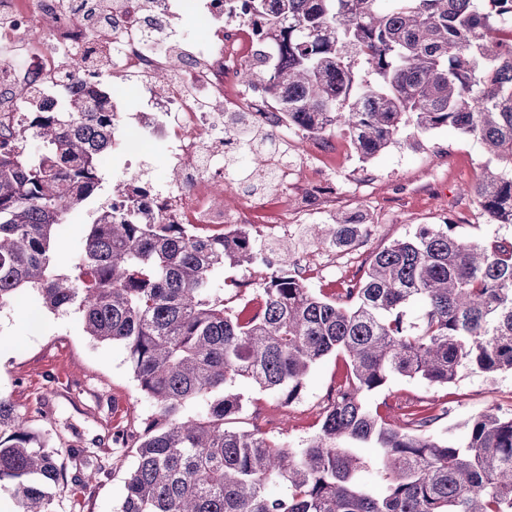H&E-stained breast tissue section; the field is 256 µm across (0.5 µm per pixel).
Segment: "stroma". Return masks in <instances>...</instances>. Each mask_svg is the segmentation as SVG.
<instances>
[{
    "instance_id": "35a3bbf8",
    "label": "stroma",
    "mask_w": 512,
    "mask_h": 512,
    "mask_svg": "<svg viewBox=\"0 0 512 512\" xmlns=\"http://www.w3.org/2000/svg\"><path fill=\"white\" fill-rule=\"evenodd\" d=\"M331 138L336 144L327 170V182L336 192L332 206L303 190L311 139L302 133L288 135L281 142L297 165L287 187L268 183L246 159L224 163L225 210H236L247 199L265 201V209L254 216L258 224L267 223L270 211L283 202L299 212V223L284 232L269 230L268 235L281 240L293 258L313 260L315 275L305 285L314 293L328 295L341 282L359 278L375 253L405 238L419 224L447 221L459 225L466 237L512 236V224L488 222L465 192L488 162L484 147L472 137L443 128L425 134L420 147L393 146L367 163L348 150L346 133L336 131ZM134 171L153 187L167 185L164 143L144 145L137 166L131 165L127 155L111 154L99 171L98 197L56 231L54 267L58 273L70 272L100 204L111 199L120 178ZM355 209L364 211L374 226L367 242L327 253L303 241V226L323 224L331 215ZM343 371L342 357H324L310 370L300 395L289 403L238 383L245 404L231 425L265 433L291 448L301 447L318 433L327 395ZM0 393L26 410L33 428H54L60 447L79 441L95 448L109 471L101 482L89 486L67 482L55 493L56 512H116L134 459L130 449H114L112 435L137 425L152 412L133 377L126 348L94 344L77 313L40 311L36 293L25 292L0 310ZM364 402L372 409L389 403L395 423L413 406L445 408L448 414L437 431L458 442L472 416L489 408L512 415V372L490 378L468 369L445 386L395 379L381 391L366 395Z\"/></svg>"
}]
</instances>
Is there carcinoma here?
Returning <instances> with one entry per match:
<instances>
[{"label": "carcinoma", "mask_w": 512, "mask_h": 512, "mask_svg": "<svg viewBox=\"0 0 512 512\" xmlns=\"http://www.w3.org/2000/svg\"><path fill=\"white\" fill-rule=\"evenodd\" d=\"M232 6L258 42L241 81L261 83L288 126L313 138L340 126L363 162L413 146L407 127H452L495 163L468 194L491 223L512 224V0ZM356 63L372 78H359ZM116 123L112 96L99 87L66 112L39 101L22 124L0 127V309L32 291L42 309H73L87 335L128 350L153 413L118 444L135 458L119 512H512V416L478 414L455 445L433 432L444 411L410 410L394 426L363 401L393 377L434 386L468 368L490 378L512 371V237L419 224L328 297L273 272L230 306L214 282L227 262L262 259L250 229L210 239L109 203L71 272L59 274L56 227L94 198ZM224 123L247 160L275 178L273 161L288 152L243 110L224 113ZM32 135L42 145L33 157ZM306 235L337 252L355 247L370 237L367 214L341 212ZM332 354L346 371L303 447L227 427L243 408L238 381L290 402ZM364 445L375 458L356 452ZM69 471L85 484L108 474L92 449L54 446L0 394V490L14 512H54L50 489ZM273 485L284 491L270 494Z\"/></svg>", "instance_id": "1"}]
</instances>
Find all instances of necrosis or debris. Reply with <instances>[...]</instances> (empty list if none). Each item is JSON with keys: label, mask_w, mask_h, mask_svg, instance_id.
Wrapping results in <instances>:
<instances>
[{"label": "necrosis or debris", "mask_w": 512, "mask_h": 512, "mask_svg": "<svg viewBox=\"0 0 512 512\" xmlns=\"http://www.w3.org/2000/svg\"><path fill=\"white\" fill-rule=\"evenodd\" d=\"M151 10L132 0H100L97 28L85 27L64 0H9L0 13V123L18 124L32 96L52 100L64 108L67 97L87 89L102 74L94 58L111 54L112 76L117 83L137 81L148 96L150 108L133 115L135 134L164 142L171 155L169 167L179 175L173 188L147 189L138 197L140 210L158 213L166 221L185 225L210 237L224 234L225 224H248L253 205L225 214L224 168L219 158L235 152L236 144L224 132L223 112L247 105L254 125L274 138L288 126L263 97L242 103L240 71L247 61L243 45L249 37L235 15L226 13L224 0H152ZM193 15L213 37L179 44L180 55L191 63L160 87L151 78L168 66L171 54L158 50L168 40V21L177 14ZM51 23L41 34L38 20ZM83 61L82 74H74L71 58Z\"/></svg>", "instance_id": "1"}]
</instances>
